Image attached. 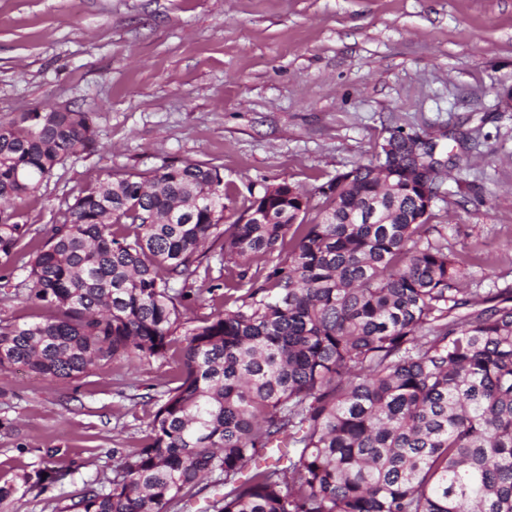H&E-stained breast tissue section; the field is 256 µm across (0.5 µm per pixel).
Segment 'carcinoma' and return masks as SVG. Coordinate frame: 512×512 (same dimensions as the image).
<instances>
[{
  "label": "carcinoma",
  "mask_w": 512,
  "mask_h": 512,
  "mask_svg": "<svg viewBox=\"0 0 512 512\" xmlns=\"http://www.w3.org/2000/svg\"><path fill=\"white\" fill-rule=\"evenodd\" d=\"M404 135L336 174L310 222L292 223L303 194L283 181L226 228L220 168L185 162L107 176L43 239L15 205L92 153L95 127L80 109L0 119V269L49 311L0 319V367L72 382L185 342L148 442L113 449L112 478L70 512H172L203 482L224 488L213 512H512V289L465 294L463 262L414 240L440 162L386 151ZM211 238L224 309L188 321Z\"/></svg>",
  "instance_id": "obj_1"
}]
</instances>
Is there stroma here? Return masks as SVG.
Listing matches in <instances>:
<instances>
[{
    "mask_svg": "<svg viewBox=\"0 0 512 512\" xmlns=\"http://www.w3.org/2000/svg\"><path fill=\"white\" fill-rule=\"evenodd\" d=\"M512 0H0V118L78 107L98 148L68 159L20 211L38 237L110 174L219 166L225 224L287 181L323 206L336 174L393 129L433 137L438 178L423 240L447 242L478 296L512 288ZM165 356L111 360L80 381L0 368V512H63L141 447ZM49 466L38 492L20 477ZM43 473H47L45 479H42ZM65 475L64 472L45 467L23 473L21 480L29 489L43 491L47 486L63 480Z\"/></svg>",
    "mask_w": 512,
    "mask_h": 512,
    "instance_id": "35a3bbf8",
    "label": "stroma"
}]
</instances>
